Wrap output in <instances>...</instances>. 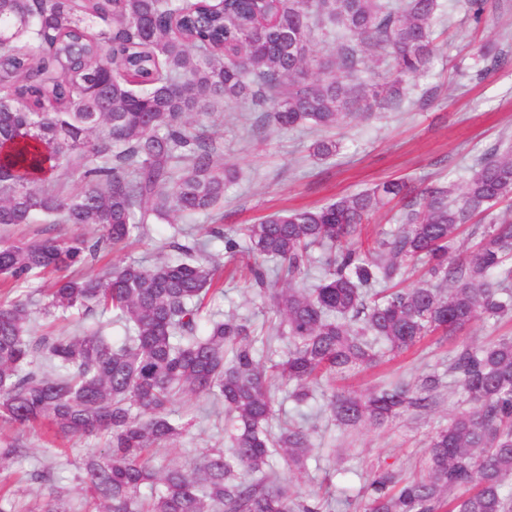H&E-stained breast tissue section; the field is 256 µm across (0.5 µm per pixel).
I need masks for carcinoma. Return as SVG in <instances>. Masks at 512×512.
I'll use <instances>...</instances> for the list:
<instances>
[{
	"label": "carcinoma",
	"mask_w": 512,
	"mask_h": 512,
	"mask_svg": "<svg viewBox=\"0 0 512 512\" xmlns=\"http://www.w3.org/2000/svg\"><path fill=\"white\" fill-rule=\"evenodd\" d=\"M440 0H0V225L93 226L26 242L0 241V277L53 275L40 311L0 302V413L20 426L46 421L64 438L105 445L82 461L94 512H322L316 495L281 485L272 459L299 464L312 426L275 416L273 380L301 401L323 376L376 365L382 345L398 354L425 336H454L477 319L512 316V147L499 141L450 185L392 179L313 209L280 210L210 236L224 258L250 261V286L271 299L272 332L287 350L266 366L249 320L203 315L219 265L209 243H173L182 261L115 263L67 274L172 215L211 217L230 173L215 157L221 106L269 125L332 128L400 107L407 81L430 66ZM336 25L334 60L310 54L315 18ZM374 48L393 73L350 83ZM491 66L507 57L484 45ZM321 138L313 156L336 155ZM59 171L79 175L64 191ZM404 201L397 227L362 236L385 199ZM480 240L453 255L460 228L477 216ZM418 263L429 282L400 288ZM318 269L316 276L310 270ZM288 287L273 286L282 274ZM118 325L122 337L105 328ZM469 408L428 440L423 472L380 468L365 512H512V336L461 342L448 365ZM432 372L363 395H331L339 425L391 424L434 403ZM181 394L213 395L232 448H212L193 472L158 466L152 451L182 436L170 406Z\"/></svg>",
	"instance_id": "1"
}]
</instances>
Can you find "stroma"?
<instances>
[{
    "label": "stroma",
    "instance_id": "obj_1",
    "mask_svg": "<svg viewBox=\"0 0 512 512\" xmlns=\"http://www.w3.org/2000/svg\"><path fill=\"white\" fill-rule=\"evenodd\" d=\"M434 24L436 52L427 71L410 80L401 107L379 118L356 120L327 130L336 140L335 157L315 159L310 150L318 132L307 128L283 130L274 126L251 133L245 113L225 106L219 124L217 161L235 168L237 178L224 189V225L251 224L279 209L312 208L337 197L364 190L394 178L412 183L440 182L462 187L467 171L486 149L501 140L512 142V68L483 70L477 50L498 45L512 59V0H488L481 22H474L463 0H442ZM205 217L174 216L172 223L153 224L142 238L107 254L105 263L136 260L150 266L177 258L172 240L187 243L202 233ZM220 293L209 304L211 313L230 314L260 323L269 309L250 291L243 276H223ZM512 336V321L494 324L478 320L460 336L434 335L415 349L345 379L322 383L309 405L319 417L304 470L278 467L283 483L298 495L325 493L327 512H355L362 507L368 481L377 469L418 472L428 438L463 407L452 378L446 377L433 406L411 412L378 429L344 428L324 416L332 392L368 393L397 380L413 381L431 369L446 372L459 338L484 344ZM174 418L190 428L168 460L192 465L213 446H227L223 406L210 396L176 399ZM22 443L28 457L0 462V487L10 489L19 512H45L51 494L60 495L68 512H83L80 466L88 453L100 448L97 438L55 436L47 425L21 427L0 417V448ZM50 467L52 480L31 478L35 468Z\"/></svg>",
    "mask_w": 512,
    "mask_h": 512
}]
</instances>
